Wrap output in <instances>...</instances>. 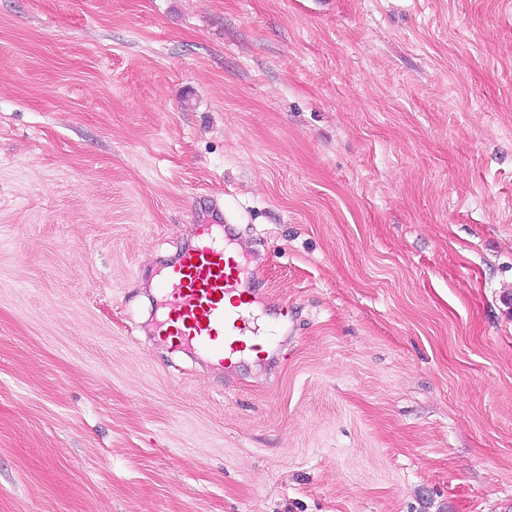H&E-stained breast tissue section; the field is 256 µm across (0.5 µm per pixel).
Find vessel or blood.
<instances>
[{
	"instance_id": "b4317fda",
	"label": "vessel or blood",
	"mask_w": 512,
	"mask_h": 512,
	"mask_svg": "<svg viewBox=\"0 0 512 512\" xmlns=\"http://www.w3.org/2000/svg\"><path fill=\"white\" fill-rule=\"evenodd\" d=\"M196 236V246L168 266L158 284L168 310L159 333L221 363L267 337L251 310L256 282L245 278L240 256L229 251L215 225H198ZM231 294L241 297L233 311L224 305Z\"/></svg>"
}]
</instances>
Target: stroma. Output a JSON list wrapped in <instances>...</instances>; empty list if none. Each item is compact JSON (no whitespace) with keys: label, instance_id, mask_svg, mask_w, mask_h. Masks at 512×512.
Masks as SVG:
<instances>
[{"label":"stroma","instance_id":"35a3bbf8","mask_svg":"<svg viewBox=\"0 0 512 512\" xmlns=\"http://www.w3.org/2000/svg\"><path fill=\"white\" fill-rule=\"evenodd\" d=\"M0 512H512V0H0ZM216 224L197 226V245L167 267L158 288L169 312L158 334L178 338L183 347L197 350L219 364L232 360L247 344L267 342L257 325L250 296L257 288L254 273L244 278L239 255L224 246V233ZM240 302L230 311L235 296ZM246 296L247 299H241ZM226 307H225V306Z\"/></svg>","mask_w":512,"mask_h":512}]
</instances>
